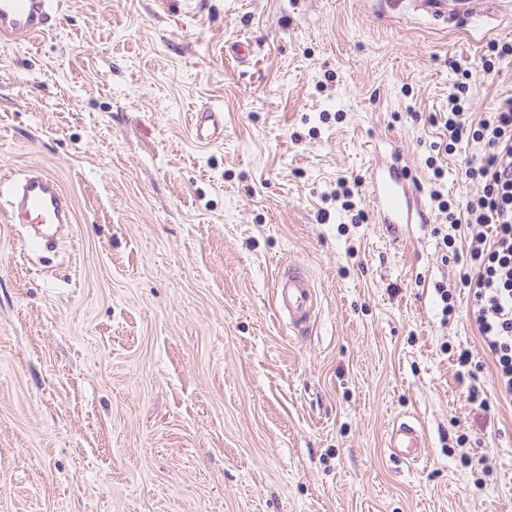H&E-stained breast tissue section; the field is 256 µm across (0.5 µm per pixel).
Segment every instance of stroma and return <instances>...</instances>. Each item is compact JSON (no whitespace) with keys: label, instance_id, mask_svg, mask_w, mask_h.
<instances>
[{"label":"stroma","instance_id":"stroma-1","mask_svg":"<svg viewBox=\"0 0 512 512\" xmlns=\"http://www.w3.org/2000/svg\"><path fill=\"white\" fill-rule=\"evenodd\" d=\"M413 2L64 0L50 33L0 38V174L42 169L74 210L53 252L0 215V512H512V403L429 199L476 194L486 149L435 154L426 120L462 80L475 120L512 95V57L479 67L512 0ZM205 104L224 139L201 147ZM395 150L426 223H351L337 180L367 199ZM284 262L320 295L304 335L274 307ZM410 417L415 463L387 439ZM191 135L200 145H209L224 138V114L210 106H202L192 115Z\"/></svg>","mask_w":512,"mask_h":512}]
</instances>
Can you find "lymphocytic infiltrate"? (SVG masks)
<instances>
[{"mask_svg":"<svg viewBox=\"0 0 512 512\" xmlns=\"http://www.w3.org/2000/svg\"><path fill=\"white\" fill-rule=\"evenodd\" d=\"M467 92V83H457L447 113L429 121L446 131V150L464 141L484 144L485 156L470 161L466 170L481 190L459 208L440 190H432L431 197L450 228L442 244L462 264L459 281L470 299L468 319L491 360L495 392L512 399V96L473 121Z\"/></svg>","mask_w":512,"mask_h":512,"instance_id":"obj_1","label":"lymphocytic infiltrate"}]
</instances>
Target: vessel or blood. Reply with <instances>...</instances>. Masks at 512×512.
<instances>
[{"label":"vessel or blood","instance_id":"b4317fda","mask_svg":"<svg viewBox=\"0 0 512 512\" xmlns=\"http://www.w3.org/2000/svg\"><path fill=\"white\" fill-rule=\"evenodd\" d=\"M61 0H0V37L27 41L51 31ZM191 135L201 145L221 140L224 115L203 106L192 115ZM409 174L400 159L387 162L370 181L368 200L380 223L420 224L425 220L421 199L409 186ZM9 223L28 227V241L36 248L52 246L60 225L73 219L70 198L52 176L35 171L26 174L5 201ZM275 301L279 311L287 312L292 329L307 331L317 318L318 302L306 269L294 265L276 281ZM388 446L394 455L417 460L426 439L412 420L392 424Z\"/></svg>","mask_w":512,"mask_h":512}]
</instances>
